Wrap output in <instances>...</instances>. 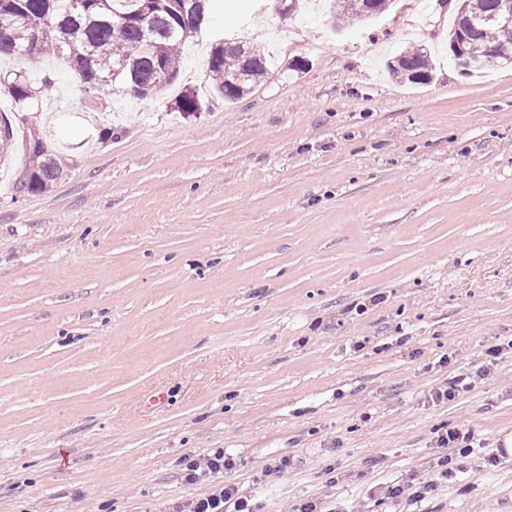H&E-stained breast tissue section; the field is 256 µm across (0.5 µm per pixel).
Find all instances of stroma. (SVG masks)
<instances>
[{
	"mask_svg": "<svg viewBox=\"0 0 512 512\" xmlns=\"http://www.w3.org/2000/svg\"><path fill=\"white\" fill-rule=\"evenodd\" d=\"M441 2L333 33L334 0L311 25L222 0L212 28L270 67L234 104L208 41L145 100L0 56L33 90L20 112L0 85V512H181L219 480L256 512H512V455L487 461L512 435V67L461 73ZM421 46L427 83L388 71ZM34 132L63 169L41 194L19 189ZM456 425L457 478L385 498ZM218 449L234 467L187 482ZM436 488L437 483L434 480L418 484L397 482L385 488L384 496L386 498L400 499L409 501L412 504H417L425 500Z\"/></svg>",
	"mask_w": 512,
	"mask_h": 512,
	"instance_id": "stroma-1",
	"label": "stroma"
}]
</instances>
